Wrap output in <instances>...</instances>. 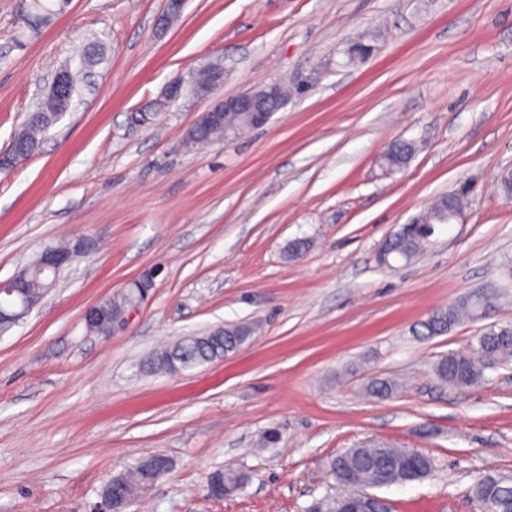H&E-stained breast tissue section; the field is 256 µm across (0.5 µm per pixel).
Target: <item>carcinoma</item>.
Returning a JSON list of instances; mask_svg holds the SVG:
<instances>
[{
    "instance_id": "1",
    "label": "carcinoma",
    "mask_w": 512,
    "mask_h": 512,
    "mask_svg": "<svg viewBox=\"0 0 512 512\" xmlns=\"http://www.w3.org/2000/svg\"><path fill=\"white\" fill-rule=\"evenodd\" d=\"M62 103L53 95L46 94L37 103L35 112L28 114L20 129L15 131L12 150L21 152L41 146V137L56 123ZM254 128L252 116L246 112H224L215 122L194 124L186 133L189 146H206L213 140L224 139V134L236 136ZM412 154V143H392L382 156L387 170L404 167ZM468 205L467 194L454 192L452 196L440 195L419 215L420 222L412 225L409 233L398 235L387 245V257L405 263L415 258L431 239L448 224L452 209ZM138 294L132 285L125 292L110 297L102 305L109 314L120 316L132 296ZM485 310L483 300L476 296L464 297L447 307L433 310L422 323L427 336H439L464 317H477ZM255 332L250 325L231 324L199 336H191L179 343L163 347L145 358L144 367L150 373L175 374L213 362L235 351ZM512 361V326L491 328L476 338V345L468 352H450L435 365V375L443 383L458 389L472 387L484 379L485 371ZM149 457L140 458L128 471L113 477L124 496L131 500L144 493L157 480L166 475L147 463ZM433 470L432 460L411 449L395 445L383 439H375L344 450L329 463L333 485L341 487L371 486L388 487L396 484L420 482ZM213 475L224 478L225 485L238 491L245 483L244 473L227 468ZM473 498L487 506V512H512V477L489 472L482 475L472 486ZM347 494L326 492L308 503L304 512H339L340 503Z\"/></svg>"
}]
</instances>
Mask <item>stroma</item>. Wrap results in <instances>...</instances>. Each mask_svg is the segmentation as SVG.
<instances>
[{
  "instance_id": "1",
  "label": "stroma",
  "mask_w": 512,
  "mask_h": 512,
  "mask_svg": "<svg viewBox=\"0 0 512 512\" xmlns=\"http://www.w3.org/2000/svg\"><path fill=\"white\" fill-rule=\"evenodd\" d=\"M30 2L0 0V149L60 64L82 88L39 152L0 173V281L60 236L98 247L0 333V512H91L154 453L170 470L126 512H301L330 460L372 439L434 463L380 489L393 512H477L476 479L512 475V362L464 392L434 365L512 325V200L498 185L512 164V0H187L167 28L165 0H42L53 13L37 21ZM358 41L375 51L347 63ZM208 62L224 68L219 97L276 81L301 92L266 125L193 149L186 132L212 97L170 106L163 93ZM396 140L415 151L388 172ZM465 183L462 223L410 263H380L402 224ZM149 273L111 336L87 331V307ZM476 291L485 317L421 335ZM241 322L261 330L223 360L140 368L158 345ZM387 378L388 397L364 396ZM271 427L280 441L259 446ZM228 466L249 480L213 501L208 478Z\"/></svg>"
}]
</instances>
